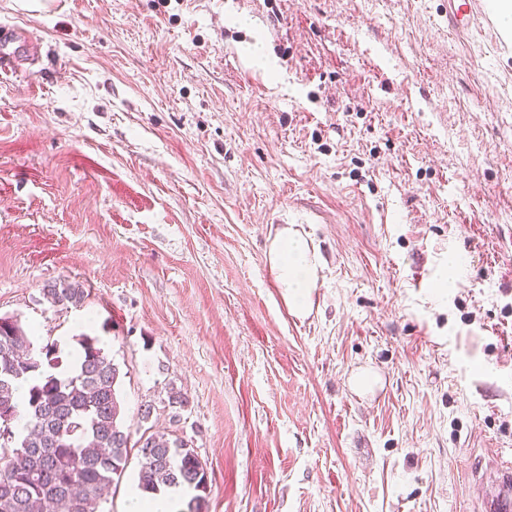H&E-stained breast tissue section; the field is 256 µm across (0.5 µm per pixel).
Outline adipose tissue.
<instances>
[{"label":"adipose tissue","instance_id":"obj_1","mask_svg":"<svg viewBox=\"0 0 512 512\" xmlns=\"http://www.w3.org/2000/svg\"><path fill=\"white\" fill-rule=\"evenodd\" d=\"M268 261L289 309L298 316L309 310L310 291L318 281L321 257L308 239L285 226L276 230L268 248Z\"/></svg>","mask_w":512,"mask_h":512}]
</instances>
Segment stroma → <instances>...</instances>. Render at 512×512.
<instances>
[{"instance_id": "1", "label": "stroma", "mask_w": 512, "mask_h": 512, "mask_svg": "<svg viewBox=\"0 0 512 512\" xmlns=\"http://www.w3.org/2000/svg\"><path fill=\"white\" fill-rule=\"evenodd\" d=\"M0 22L40 36L0 80V316L66 356L100 337L126 427L149 401L190 441L208 512H477L512 451V53L449 31L448 0ZM285 224L322 258L305 317L267 259ZM63 279L83 307L43 299Z\"/></svg>"}]
</instances>
